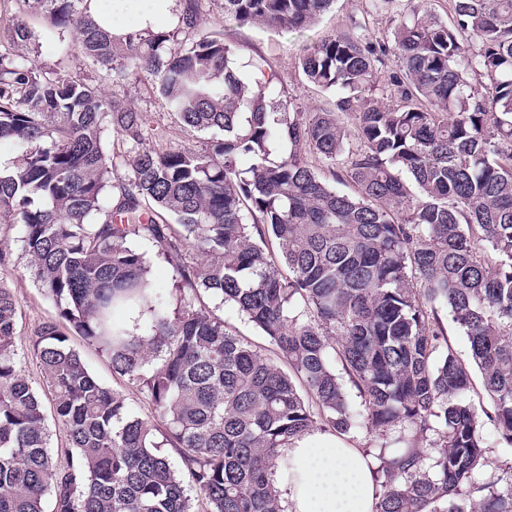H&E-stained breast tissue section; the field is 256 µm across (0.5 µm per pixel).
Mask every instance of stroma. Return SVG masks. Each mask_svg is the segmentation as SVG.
Wrapping results in <instances>:
<instances>
[{"label":"stroma","mask_w":512,"mask_h":512,"mask_svg":"<svg viewBox=\"0 0 512 512\" xmlns=\"http://www.w3.org/2000/svg\"><path fill=\"white\" fill-rule=\"evenodd\" d=\"M409 6V0H390L380 9L374 7L372 0H334L331 9L311 26L276 31L260 24L240 25L227 20L222 0H204L200 31L224 39L242 74H249L254 59L264 58L278 75L269 90L271 98L290 97L306 110L328 108L334 101L332 92L311 84L302 71L300 58L306 49L349 32L361 33L372 41L391 39ZM17 19L33 33L24 53L38 66L92 84L103 96L121 98L142 112L148 127L145 147L160 151L198 149L208 141L207 133L185 125L168 109L144 74H131L124 84L113 85L103 68L83 56L73 33L61 37L50 35L51 23L44 10L24 4L23 0H5L0 5V28ZM17 236V227L0 226V251L11 254L9 261L0 263V284L11 288L18 302V346L25 353L22 367L27 377L35 381L40 377V368L38 360L28 350V338L39 324L54 317L56 311L52 301L36 285L28 260L21 254ZM70 344L106 387L121 391L139 415H150L149 405L125 379L113 373L106 355L76 335L71 336Z\"/></svg>","instance_id":"1"}]
</instances>
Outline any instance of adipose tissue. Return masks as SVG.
I'll use <instances>...</instances> for the list:
<instances>
[{"instance_id": "1", "label": "adipose tissue", "mask_w": 512, "mask_h": 512, "mask_svg": "<svg viewBox=\"0 0 512 512\" xmlns=\"http://www.w3.org/2000/svg\"><path fill=\"white\" fill-rule=\"evenodd\" d=\"M280 454L294 474L273 480L285 512H373L374 473L360 449L331 434H307Z\"/></svg>"}]
</instances>
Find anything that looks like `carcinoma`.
I'll return each instance as SVG.
<instances>
[{
	"mask_svg": "<svg viewBox=\"0 0 512 512\" xmlns=\"http://www.w3.org/2000/svg\"><path fill=\"white\" fill-rule=\"evenodd\" d=\"M34 2L112 84L144 72L186 125L224 138L144 148L141 113L20 56L23 23L0 36V140L21 152L0 164V223L19 228L58 314L30 337L39 390L0 286V512H194V495L206 512H283L279 449L358 428L379 439L374 512H512V482L475 477L491 461L448 339L450 327L468 337L485 416L512 447V0H451V26L412 0L390 44L314 45L302 71L336 100L309 112L269 98L264 60L246 78L224 40L200 33L201 0H185L175 31L122 38L88 0ZM333 2L224 0V15L293 30ZM106 119L129 144L125 179L102 151ZM150 248L173 267L167 294L149 279ZM201 290L259 328L274 357ZM60 320L153 418L93 377Z\"/></svg>",
	"mask_w": 512,
	"mask_h": 512,
	"instance_id": "carcinoma-1",
	"label": "carcinoma"
}]
</instances>
